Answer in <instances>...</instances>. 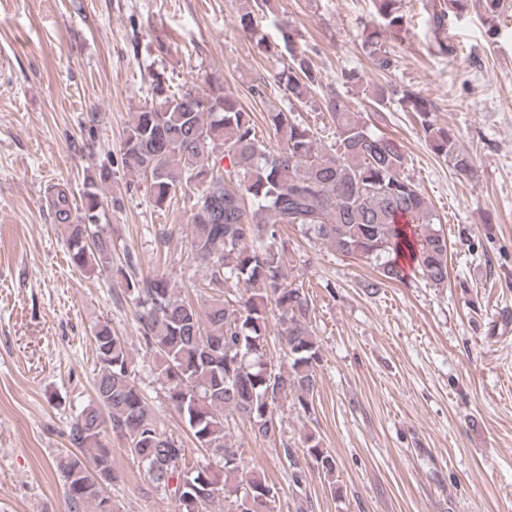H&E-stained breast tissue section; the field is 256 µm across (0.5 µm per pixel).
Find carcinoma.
<instances>
[{"label": "carcinoma", "mask_w": 512, "mask_h": 512, "mask_svg": "<svg viewBox=\"0 0 512 512\" xmlns=\"http://www.w3.org/2000/svg\"><path fill=\"white\" fill-rule=\"evenodd\" d=\"M471 0L432 3L430 21L441 30L467 11ZM492 21L504 0H477ZM378 25L363 41L374 70L393 69L388 36L406 25L401 0H371ZM238 23L257 35L253 5L246 0ZM288 62L278 83L288 100L303 102L321 82L305 51L282 29ZM201 94L176 93L161 77L151 83L153 102L135 113L126 128L121 164L149 179L155 206L193 191L190 251L207 262L206 303L177 296L164 273L125 277L126 293L141 308L142 338L153 352L157 379L170 405L189 428L196 447L216 459L190 464L183 442L160 428L136 380L125 339L108 323L94 334L98 372L95 400L73 420L69 439L76 451L55 460L64 482L68 512H114L105 487L115 478L112 454L104 444L112 433L125 441L157 490L170 495L175 512H274L278 492L247 470L230 421L248 425L254 440L276 443L282 435L278 409L288 395L304 413L312 410L322 359L304 289L287 282L281 224L309 240L373 267L366 288L377 293L387 282H403L405 256L423 279L448 283V239L435 228L428 199L403 175L405 155L391 137L373 128L365 112L340 94L324 101L335 142L318 146L312 130L292 112H269V136H258L252 113L224 92L218 77ZM403 111L415 115L432 151L457 171H470L468 156L456 152L454 136L434 119L432 103L405 90ZM102 166L84 177L82 213L72 215L71 187H54L58 223L68 233L69 258L85 270L112 266L111 245L100 224L101 187L111 180ZM279 313V340L286 362L266 358L270 319ZM292 482L299 486L311 470L331 477L336 462L321 441L305 438L303 457L285 447Z\"/></svg>", "instance_id": "carcinoma-1"}]
</instances>
